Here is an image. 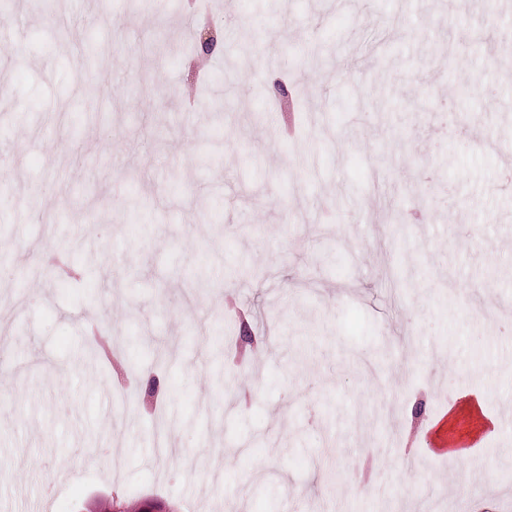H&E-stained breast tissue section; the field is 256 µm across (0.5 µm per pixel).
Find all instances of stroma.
Masks as SVG:
<instances>
[{
  "instance_id": "35a3bbf8",
  "label": "stroma",
  "mask_w": 512,
  "mask_h": 512,
  "mask_svg": "<svg viewBox=\"0 0 512 512\" xmlns=\"http://www.w3.org/2000/svg\"><path fill=\"white\" fill-rule=\"evenodd\" d=\"M209 3L201 72L187 0H15L0 25V512H512V7ZM253 27L291 35L247 50ZM202 79L223 121L181 98ZM280 82L301 112L271 111ZM50 243L78 270L27 302L15 257ZM229 292L273 340L235 394ZM105 334L158 379L170 453L92 359ZM473 395L498 430L451 473L410 430ZM353 466L366 490L323 486Z\"/></svg>"
}]
</instances>
